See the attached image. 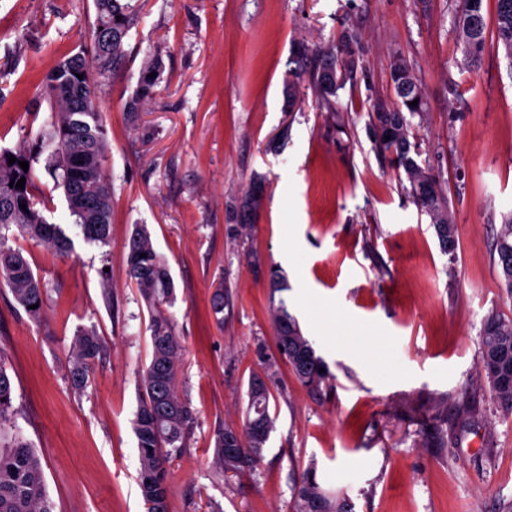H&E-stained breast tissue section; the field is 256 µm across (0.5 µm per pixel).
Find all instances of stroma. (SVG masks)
Returning a JSON list of instances; mask_svg holds the SVG:
<instances>
[{
	"instance_id": "obj_1",
	"label": "stroma",
	"mask_w": 512,
	"mask_h": 512,
	"mask_svg": "<svg viewBox=\"0 0 512 512\" xmlns=\"http://www.w3.org/2000/svg\"><path fill=\"white\" fill-rule=\"evenodd\" d=\"M460 0H142L116 72L96 93L106 120L112 243L85 242L61 188L38 187L67 257L22 236L46 288L31 318L0 286V354L14 382L12 422L36 448L53 512H146L132 421L150 357L147 307L127 276L126 242L145 225L170 268L184 346L179 392L197 422L168 471L169 512H294L293 476L315 465L322 489L353 512H512V407L481 372V322L512 318L495 258L512 212V67L487 39L477 69L456 33ZM94 0H0V146L51 122L40 84L85 51ZM356 73L338 92L336 132L310 83L288 106L292 47L347 28ZM427 100L412 130L448 181L455 255L396 169L375 153L368 113L395 101L394 54ZM162 71L128 105L152 59ZM287 138H280V131ZM266 189L254 223L232 217L250 183ZM278 267L286 288L272 291ZM229 292L223 319L211 311ZM111 301H104V292ZM290 313L332 375L314 390L279 355L273 304ZM105 354L84 393L67 370L79 328ZM269 379L275 428L259 465L228 478L213 438L241 424L252 374Z\"/></svg>"
}]
</instances>
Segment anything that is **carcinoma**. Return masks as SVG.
<instances>
[{
  "label": "carcinoma",
  "instance_id": "obj_1",
  "mask_svg": "<svg viewBox=\"0 0 512 512\" xmlns=\"http://www.w3.org/2000/svg\"><path fill=\"white\" fill-rule=\"evenodd\" d=\"M94 4L96 19L91 29L90 52L61 58L42 84L41 95L52 110L51 128L41 130L31 148L20 145L13 150L0 149V280L33 318L40 316L44 305V284L23 253L8 245V231L14 226L22 236L47 245L61 256L71 249L70 239L59 225L49 223L41 210L34 163L43 152H48L45 171L63 188L68 210L83 238L102 246L112 241V186L104 171L107 127L96 88L99 80L115 69L138 12L131 0H94ZM486 29L482 0H462L457 30L473 68L484 50ZM494 36L498 49L512 65V0H497ZM358 42V31L350 28L332 45L314 48L296 43V67L290 70L286 87L288 100L296 99L300 83L307 76L331 108L330 115L337 117L332 97L357 68ZM161 68V62L156 60L143 73L129 104L130 111H136L139 103L152 95L157 81L152 73ZM390 80L397 102L390 105L378 100L368 113L373 148L403 172L408 197L429 218L441 250L452 256L455 250L448 249V240L457 239V225L449 209L448 182L441 171L417 161L420 147L410 141L412 118L426 111L423 91L402 56H394ZM414 100L415 107L410 105ZM12 156L16 158L13 164L9 163ZM21 161L28 162V170L20 167ZM16 176L25 178L24 188L10 186ZM263 195L264 184L256 178L243 201L244 220H250L259 210ZM21 203L26 208H20ZM128 248L127 275L151 311V355L142 370V395L133 421L138 482L147 512H169L168 465L184 449L195 413L178 391L183 345L167 311L175 301L170 269L155 251L145 229L140 227L133 232ZM497 258L503 286L512 296V213L502 218ZM273 324L278 352L295 377L316 388L327 383L331 375L322 371L325 361L302 334L283 301L273 309ZM103 353L95 327L77 331L69 368L74 392H84ZM480 367L497 400L512 407L511 318L494 312L484 317ZM13 394V380L0 352V512H53L36 449L18 433L9 431ZM269 395V387L261 377L251 376L245 422L240 427L226 424L215 433L213 465L219 472L242 473L261 461L275 424L269 412ZM293 494L296 512H351L345 501L322 490L313 465L301 473Z\"/></svg>",
  "mask_w": 512,
  "mask_h": 512
}]
</instances>
